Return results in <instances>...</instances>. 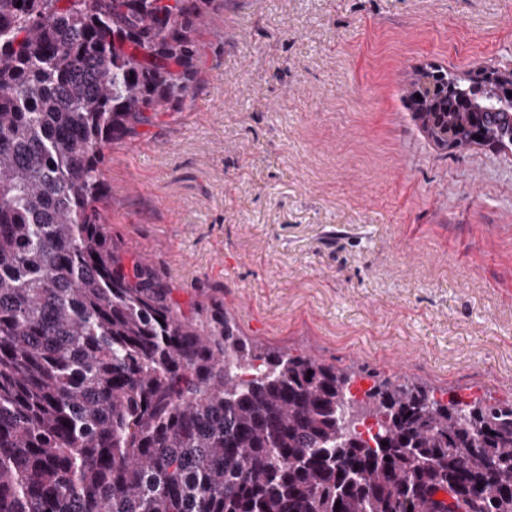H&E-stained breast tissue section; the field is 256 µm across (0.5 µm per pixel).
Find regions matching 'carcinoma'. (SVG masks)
<instances>
[{"instance_id":"cac0c4a2","label":"carcinoma","mask_w":512,"mask_h":512,"mask_svg":"<svg viewBox=\"0 0 512 512\" xmlns=\"http://www.w3.org/2000/svg\"><path fill=\"white\" fill-rule=\"evenodd\" d=\"M207 2L0 0V512H512V402L358 398L112 240L104 149L187 97ZM428 78L437 145L512 134V82Z\"/></svg>"}]
</instances>
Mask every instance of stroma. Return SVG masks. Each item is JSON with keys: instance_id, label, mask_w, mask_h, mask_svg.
I'll list each match as a JSON object with an SVG mask.
<instances>
[{"instance_id": "obj_1", "label": "stroma", "mask_w": 512, "mask_h": 512, "mask_svg": "<svg viewBox=\"0 0 512 512\" xmlns=\"http://www.w3.org/2000/svg\"><path fill=\"white\" fill-rule=\"evenodd\" d=\"M480 66L512 0H211L188 97L105 150L112 237L265 346L512 399V149L410 98Z\"/></svg>"}]
</instances>
